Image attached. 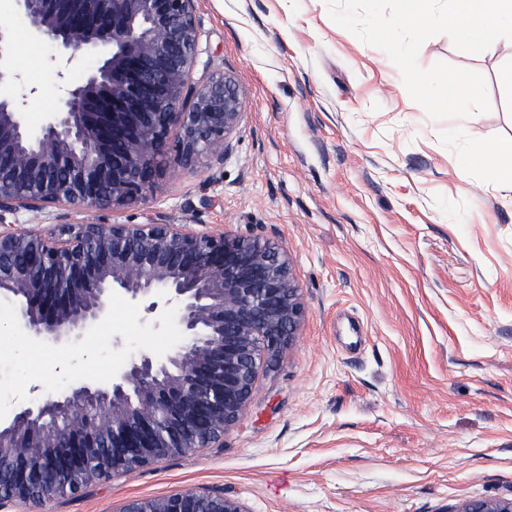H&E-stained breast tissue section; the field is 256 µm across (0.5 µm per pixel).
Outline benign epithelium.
<instances>
[{
    "label": "benign epithelium",
    "instance_id": "obj_1",
    "mask_svg": "<svg viewBox=\"0 0 512 512\" xmlns=\"http://www.w3.org/2000/svg\"><path fill=\"white\" fill-rule=\"evenodd\" d=\"M27 26L68 61L95 54L76 85L58 73L55 111L30 126L0 92V303L35 342H76L107 319L114 295L181 340L138 351L112 375L51 393L0 419V508L211 448L245 412L261 369L300 336L301 289L288 254L254 236L183 224L76 223L63 237L8 221L22 211L116 210L145 199L175 167L224 164L243 118L233 77L195 82L194 0H14ZM0 25V88L18 79ZM65 417L64 425L56 419ZM121 512H247L185 490ZM461 512H512V498Z\"/></svg>",
    "mask_w": 512,
    "mask_h": 512
}]
</instances>
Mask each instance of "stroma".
Listing matches in <instances>:
<instances>
[{"instance_id": "stroma-1", "label": "stroma", "mask_w": 512, "mask_h": 512, "mask_svg": "<svg viewBox=\"0 0 512 512\" xmlns=\"http://www.w3.org/2000/svg\"><path fill=\"white\" fill-rule=\"evenodd\" d=\"M194 81L234 77L243 120L223 165L170 172L114 212L20 213L56 236L66 224H185L276 242L305 314L294 347L260 373L240 421L212 448L12 512H120L133 498L195 490L248 512H461L512 497V202L479 172L477 146L512 138V89L495 55L444 35L418 61L482 74L491 109L462 125L430 118L380 49L336 24L327 0H195ZM38 124L54 110L60 61L0 0ZM155 328L114 298L77 345L33 344L0 307V416L35 391L106 382Z\"/></svg>"}]
</instances>
